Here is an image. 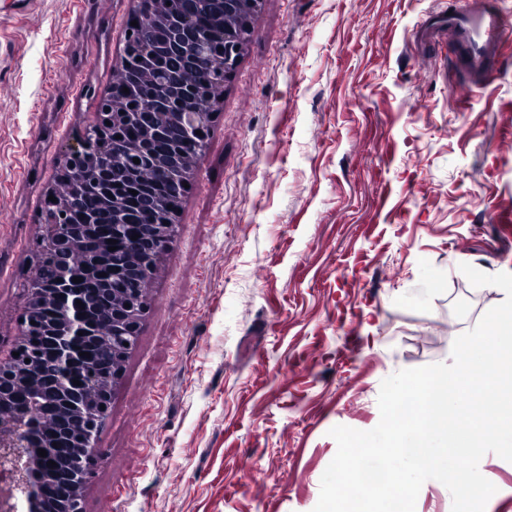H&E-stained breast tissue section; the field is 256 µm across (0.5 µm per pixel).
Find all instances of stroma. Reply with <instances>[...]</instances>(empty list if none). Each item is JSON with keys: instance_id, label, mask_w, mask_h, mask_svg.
Returning <instances> with one entry per match:
<instances>
[{"instance_id": "stroma-1", "label": "stroma", "mask_w": 512, "mask_h": 512, "mask_svg": "<svg viewBox=\"0 0 512 512\" xmlns=\"http://www.w3.org/2000/svg\"><path fill=\"white\" fill-rule=\"evenodd\" d=\"M448 0H263L215 103L84 512H313L333 427L450 362L512 273V43L468 98ZM136 0H0V353L21 340L39 210L122 68ZM512 512V462L479 463Z\"/></svg>"}]
</instances>
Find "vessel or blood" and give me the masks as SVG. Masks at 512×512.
Masks as SVG:
<instances>
[{
	"label": "vessel or blood",
	"mask_w": 512,
	"mask_h": 512,
	"mask_svg": "<svg viewBox=\"0 0 512 512\" xmlns=\"http://www.w3.org/2000/svg\"><path fill=\"white\" fill-rule=\"evenodd\" d=\"M432 31H444L467 80L460 94L486 84L500 68L501 47L512 39V22L504 16L497 0H474L466 8L449 4L436 13Z\"/></svg>",
	"instance_id": "b4317fda"
}]
</instances>
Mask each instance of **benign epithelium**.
Returning <instances> with one entry per match:
<instances>
[{
  "label": "benign epithelium",
  "mask_w": 512,
  "mask_h": 512,
  "mask_svg": "<svg viewBox=\"0 0 512 512\" xmlns=\"http://www.w3.org/2000/svg\"><path fill=\"white\" fill-rule=\"evenodd\" d=\"M140 8L133 20L136 26L128 27L131 36L142 41L150 38L149 14L158 8L156 0H139ZM174 33L169 43L154 56H148L143 65L162 64L166 59L175 60L183 79L170 94L157 98L156 111L132 112L113 118L97 113V122L77 138L75 146L66 157L81 156L93 145L92 131L110 122V154L120 153L125 129L148 123L153 127V137L141 144L144 160L154 163L152 170L157 181L165 184L188 182L187 174L180 168L185 149L200 152L212 130L215 112L213 100L205 106L188 108L197 97L192 76L208 69L224 72L228 79L234 73L240 56L237 45L225 43L224 58L211 54V35L197 15L196 0H186L184 8L170 19ZM138 62L133 67L142 65ZM201 134H196V131ZM67 190L64 198L76 200L84 185L82 175L76 170L66 172ZM98 193L110 197L117 190L112 176L111 161L104 162L97 171ZM147 211L153 220L139 224L128 219L125 224L104 223L95 209L84 211L79 224L43 225L42 245L54 267V278L45 281L41 268H35L27 289V300L21 314L22 338L29 337L31 304L33 298L45 293L51 299L47 313L49 324L43 326L32 339L38 341L39 363L36 377L20 370L19 357L0 358V491L9 486L27 497L26 512H42L38 507V488L29 467L48 472L55 484L56 507L60 512H83L78 493L85 489L97 465L95 446L99 429L108 415L114 388L99 387L93 368L101 367L112 373V380L122 375L123 362L134 347L142 318L150 308V296L138 288L155 270L157 259L169 246V239L161 229L172 222L168 205L158 195L145 200ZM88 232L86 246L81 255L80 269H75L76 243L74 235ZM137 239H132V236ZM116 240L114 256L104 259L99 246ZM135 251L141 256V267L125 263L124 254ZM82 278L75 283L73 279ZM93 280L112 289L123 290L134 286L137 299L128 307L112 305L110 301H98L91 307L86 303L85 281ZM83 305H78V302ZM88 352L91 357L83 356ZM80 381L77 386L74 381ZM33 386L45 391V398L32 399L29 389ZM44 449L47 456L39 455ZM81 448L79 456L71 449ZM55 465L49 466L47 462Z\"/></svg>",
  "instance_id": "7a95c632"
}]
</instances>
